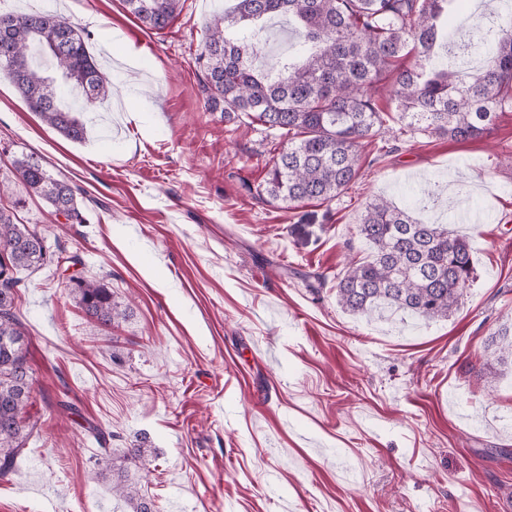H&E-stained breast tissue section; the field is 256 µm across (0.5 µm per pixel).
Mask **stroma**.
Returning <instances> with one entry per match:
<instances>
[{
  "instance_id": "obj_1",
  "label": "stroma",
  "mask_w": 512,
  "mask_h": 512,
  "mask_svg": "<svg viewBox=\"0 0 512 512\" xmlns=\"http://www.w3.org/2000/svg\"><path fill=\"white\" fill-rule=\"evenodd\" d=\"M233 4L185 0L151 31L122 0H0L2 14L49 8L78 26L114 84L75 143L0 75V179L21 222L77 259L21 274L40 430L0 480V512H127L97 430L154 451L155 470L131 478L156 512H493L512 500V364L489 383L474 369L512 322V110L466 142L394 129L333 200L266 202L256 188L278 137L208 111L202 92L206 25ZM22 149L78 186L85 223L26 193L11 168ZM421 188L423 222L483 216L456 226L474 262L457 310L344 311L337 279L370 254L366 205ZM72 273L104 279L125 319L89 320Z\"/></svg>"
}]
</instances>
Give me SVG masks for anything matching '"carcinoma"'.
<instances>
[{"label":"carcinoma","instance_id":"carcinoma-1","mask_svg":"<svg viewBox=\"0 0 512 512\" xmlns=\"http://www.w3.org/2000/svg\"><path fill=\"white\" fill-rule=\"evenodd\" d=\"M184 0H123L149 30L167 28ZM453 0H236L230 12L207 25L198 60L205 72L208 109L224 120L248 118L277 132L281 148L257 194L288 205L328 201L349 190L362 167L361 148L389 131L375 96L381 83L405 127L468 141L490 130L496 114L512 109V14L498 27H475L480 65L457 79L464 57L435 65L441 18ZM293 17L297 60L274 78L253 67L256 33L233 36L230 28L259 19ZM48 56L54 74L34 69L32 48ZM414 57L408 67L399 61ZM0 74L29 109L64 138L82 142L80 115L112 95V80L89 53L82 34L61 16L32 11L0 14ZM12 167L27 193L44 199L52 213L82 223L76 187L53 177L33 153L13 156ZM22 199L0 204V479L16 472L38 421L25 417L32 369L27 332L17 312L22 270L55 261L43 231L21 224ZM372 248L352 260L336 282V300L352 314L380 309L422 320L446 319L473 278L471 246L446 224H425L379 197L357 224ZM69 294L101 325L125 318L101 280L71 278ZM487 349L512 356V324L493 334ZM151 452L133 444L112 453V493L131 512H152V503L128 480V471H150Z\"/></svg>","mask_w":512,"mask_h":512}]
</instances>
